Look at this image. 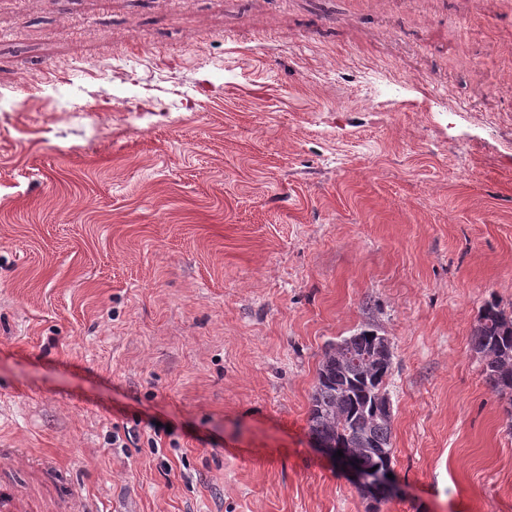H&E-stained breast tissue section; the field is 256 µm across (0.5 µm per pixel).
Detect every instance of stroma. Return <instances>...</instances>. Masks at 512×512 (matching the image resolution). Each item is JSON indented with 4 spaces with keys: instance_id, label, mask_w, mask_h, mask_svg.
<instances>
[{
    "instance_id": "obj_1",
    "label": "stroma",
    "mask_w": 512,
    "mask_h": 512,
    "mask_svg": "<svg viewBox=\"0 0 512 512\" xmlns=\"http://www.w3.org/2000/svg\"><path fill=\"white\" fill-rule=\"evenodd\" d=\"M512 0H0V488L28 512H512ZM390 339L371 505L308 434ZM471 350L482 365L488 387L509 407L512 415V313L509 315L496 301H487L478 312L470 338Z\"/></svg>"
}]
</instances>
